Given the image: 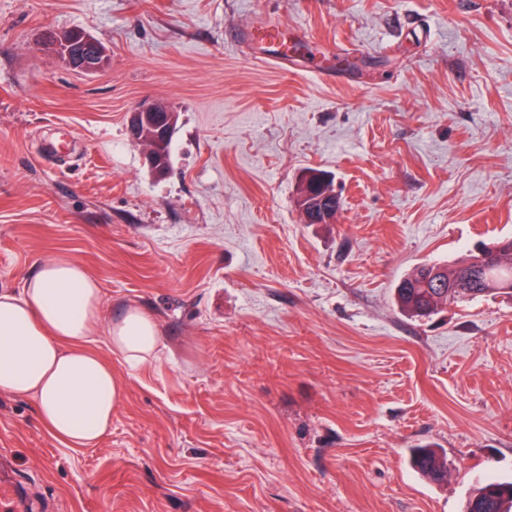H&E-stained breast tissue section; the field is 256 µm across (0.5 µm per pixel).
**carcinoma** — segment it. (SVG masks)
I'll return each mask as SVG.
<instances>
[{
	"label": "carcinoma",
	"instance_id": "carcinoma-1",
	"mask_svg": "<svg viewBox=\"0 0 512 512\" xmlns=\"http://www.w3.org/2000/svg\"><path fill=\"white\" fill-rule=\"evenodd\" d=\"M172 139H157L151 144L157 176L171 169ZM334 192L325 174L309 169L302 176L298 206L306 210L311 224H328L320 201ZM504 263L512 264V237L497 246L470 253L454 264H422L405 277L396 288V301L402 310L418 318L438 314L442 306L488 292L486 284L502 273ZM411 463L417 472L433 483L448 479V459L431 448L410 449ZM463 512H512V482L487 481L469 495Z\"/></svg>",
	"mask_w": 512,
	"mask_h": 512
}]
</instances>
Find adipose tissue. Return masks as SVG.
I'll use <instances>...</instances> for the list:
<instances>
[{
    "instance_id": "obj_1",
    "label": "adipose tissue",
    "mask_w": 512,
    "mask_h": 512,
    "mask_svg": "<svg viewBox=\"0 0 512 512\" xmlns=\"http://www.w3.org/2000/svg\"><path fill=\"white\" fill-rule=\"evenodd\" d=\"M100 330L133 364L150 360L161 339L156 320L134 304L103 321L98 281L66 255L43 262L22 288L0 290V393L33 398L49 435L73 448L108 433L124 390L89 346Z\"/></svg>"
}]
</instances>
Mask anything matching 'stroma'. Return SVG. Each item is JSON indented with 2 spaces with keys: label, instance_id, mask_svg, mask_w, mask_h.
I'll list each match as a JSON object with an SVG mask.
<instances>
[{
  "label": "stroma",
  "instance_id": "obj_1",
  "mask_svg": "<svg viewBox=\"0 0 512 512\" xmlns=\"http://www.w3.org/2000/svg\"><path fill=\"white\" fill-rule=\"evenodd\" d=\"M276 27L301 67L235 32ZM84 31L95 75L43 44ZM179 115L154 177L126 117ZM341 208L308 224L304 169ZM512 236V0H0V287L58 255L158 322L112 427L71 448L0 394L41 512H462L512 481V297L394 303ZM446 453L433 484L408 450Z\"/></svg>",
  "mask_w": 512,
  "mask_h": 512
}]
</instances>
